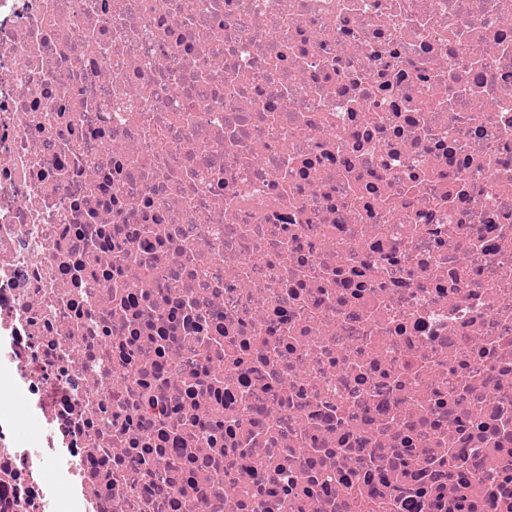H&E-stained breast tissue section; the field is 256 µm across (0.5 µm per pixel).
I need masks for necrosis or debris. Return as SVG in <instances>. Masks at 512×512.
I'll use <instances>...</instances> for the list:
<instances>
[{"instance_id":"obj_1","label":"necrosis or debris","mask_w":512,"mask_h":512,"mask_svg":"<svg viewBox=\"0 0 512 512\" xmlns=\"http://www.w3.org/2000/svg\"><path fill=\"white\" fill-rule=\"evenodd\" d=\"M0 512H512V0H0Z\"/></svg>"}]
</instances>
